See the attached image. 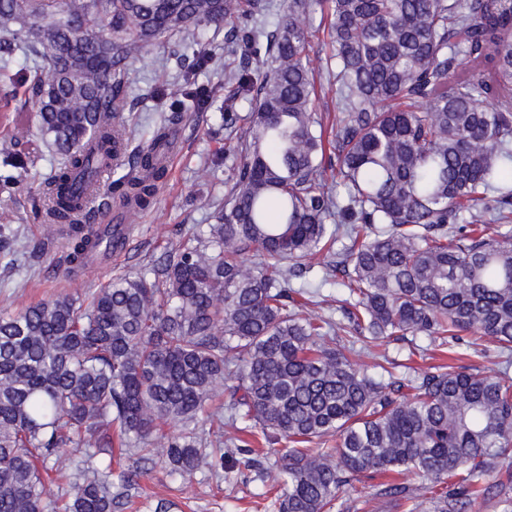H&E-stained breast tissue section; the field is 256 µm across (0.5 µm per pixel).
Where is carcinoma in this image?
I'll return each mask as SVG.
<instances>
[{"label":"carcinoma","mask_w":512,"mask_h":512,"mask_svg":"<svg viewBox=\"0 0 512 512\" xmlns=\"http://www.w3.org/2000/svg\"><path fill=\"white\" fill-rule=\"evenodd\" d=\"M328 2L342 198L325 190L311 35L294 20L308 0L273 20L259 0H0V32H24L42 61L26 91L62 157L43 221L69 225L72 264L125 241L99 236L65 186L122 154L128 61L202 23L270 60L257 82L229 70L251 112L228 148L233 185L215 223L85 299L0 315V512L125 505L138 469L114 479L99 459L114 430L125 451L174 475L218 473L224 450L208 446L203 416L228 377L231 425L272 445L260 455L241 439L236 453L262 473V460L280 461L266 491L275 512H331L369 472L425 481L382 489L408 512H471L512 482L511 373L385 379L336 349L461 332L486 352L512 348V0ZM11 123L5 165L29 136L22 115ZM165 149L158 131L137 157L141 175L122 184L129 217L154 197ZM339 243L327 276L348 291L346 324L296 310L293 295L311 290L293 288L302 270L287 265ZM162 425L175 434L152 448ZM329 436L331 448H298ZM69 445L83 455H61ZM49 460L75 472L60 505L43 498Z\"/></svg>","instance_id":"1"}]
</instances>
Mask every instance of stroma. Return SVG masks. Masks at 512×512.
I'll use <instances>...</instances> for the list:
<instances>
[{"mask_svg":"<svg viewBox=\"0 0 512 512\" xmlns=\"http://www.w3.org/2000/svg\"><path fill=\"white\" fill-rule=\"evenodd\" d=\"M329 20L326 0H316L310 13L296 16L299 26L314 28L316 91L321 101L332 107L337 99L336 84L325 76L333 53L328 37ZM203 53L219 54L225 65L241 61L239 53L227 48L223 34L202 25L196 28L193 39L173 34L129 62L127 153L121 164L105 175V204L94 210L95 223L106 224L114 219L128 224L129 241L121 257L96 266L79 278L70 275L66 239H47L36 215L43 183L59 160L41 138L36 105L26 104L23 117L38 158L14 169L12 195L0 196V239L9 240L8 246L0 248V314L60 294L91 295L117 275L149 268L166 249L198 233L203 225L213 223L214 214L223 206L231 187V164L225 161L224 151L235 133L225 128L223 115L235 112L244 119L250 106L227 82L225 65L208 66L190 75L184 73L182 58ZM195 88L210 90L207 104L199 109L186 105L176 112L180 119L174 127L175 140L170 149L173 163L167 167L152 203L134 223H127L112 192L114 185L132 173L135 156L149 144L153 131L175 112L170 107V98L162 97V90ZM327 262L324 256H311L301 262L307 270L306 281L318 285L321 296L319 304L309 305L308 310L341 322L345 315L339 301L345 298L346 291L334 283H323ZM354 359L367 369L390 360L398 375L448 362L473 365L491 376L504 368L512 369V351L479 354L461 345L446 353L422 337L384 341L370 351L355 354ZM122 465L140 466L143 475L131 502L120 512H265L264 483L254 469L245 467L237 454L226 456L221 476L199 472L189 480L170 474L155 460L139 463L131 457L124 459ZM382 482L379 476L362 477L346 488L339 500L347 504L349 512H407L403 501L380 495Z\"/></svg>","mask_w":512,"mask_h":512,"instance_id":"1","label":"stroma"}]
</instances>
